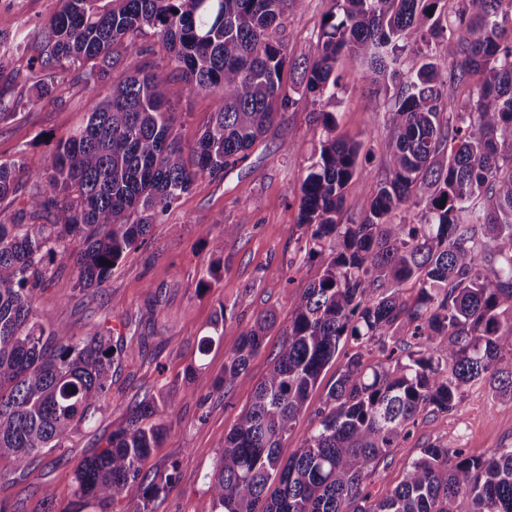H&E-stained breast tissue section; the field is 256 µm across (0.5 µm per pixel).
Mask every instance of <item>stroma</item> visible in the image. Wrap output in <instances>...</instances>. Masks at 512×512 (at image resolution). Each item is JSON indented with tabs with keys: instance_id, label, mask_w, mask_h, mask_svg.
<instances>
[{
	"instance_id": "obj_1",
	"label": "stroma",
	"mask_w": 512,
	"mask_h": 512,
	"mask_svg": "<svg viewBox=\"0 0 512 512\" xmlns=\"http://www.w3.org/2000/svg\"><path fill=\"white\" fill-rule=\"evenodd\" d=\"M59 5V0H0V55L12 58L11 66L0 72V101L16 113L0 122V162L12 161L23 151L34 166L48 164L57 142L84 119L87 95L77 72L53 88L51 102H36L30 61L15 49L20 41L37 39ZM333 6V0H296L279 31L291 59L313 60L321 22ZM336 73L341 87L335 100L301 96L244 162L225 170L223 177L198 178L153 225L146 242L125 257L101 292L82 290L70 263L52 264L46 288L36 301L38 312L74 336L94 324L111 328L112 342L122 354L112 366L108 402L91 424L80 426L62 448L39 456L24 472L0 460V501L7 503L9 512H72L77 464L105 448L112 433L124 426L128 405L168 391L186 393L187 398L164 412L168 432L143 469L175 467L176 483L150 507L152 512H211L205 475L222 454L225 435L249 407L254 384L263 379L279 352L282 328L305 288L322 273L319 259L309 258L303 249L307 231L295 199L308 155L323 135L318 113H335L339 133L361 141L368 157L371 179L349 184L340 223L356 218L377 182L388 175L379 152L389 135L388 103L370 93L367 67L361 61L340 56ZM169 88L178 114V136L185 147H193L213 103L184 90L178 79H171ZM291 141L302 144V152L288 151ZM218 219L238 231L225 236L224 251L217 257L203 230ZM215 260L220 263L218 279L203 287L201 279ZM268 310L276 313L278 326L251 359L247 383L215 391L213 382L224 373L226 354L237 346L245 327ZM220 312L225 315L224 332L207 355H200L199 341L211 334ZM359 349L354 340L341 342L283 441L281 458H289L310 435L316 411L348 355ZM192 367L199 373L190 380L186 373ZM448 443L483 458L494 449L511 448L512 399L487 383L475 382L453 411L421 418L412 436L365 479L370 500L390 495L423 448ZM48 491L55 496L50 503L44 499Z\"/></svg>"
}]
</instances>
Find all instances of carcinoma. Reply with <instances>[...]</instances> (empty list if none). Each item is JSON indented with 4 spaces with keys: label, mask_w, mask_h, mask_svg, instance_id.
<instances>
[{
    "label": "carcinoma",
    "mask_w": 512,
    "mask_h": 512,
    "mask_svg": "<svg viewBox=\"0 0 512 512\" xmlns=\"http://www.w3.org/2000/svg\"><path fill=\"white\" fill-rule=\"evenodd\" d=\"M292 2L61 0L45 25L32 57L38 99L78 69L87 111L49 165L33 170L23 152L0 163V198L25 177L39 182L27 206L0 222V460L21 468L62 447L108 397L112 337L97 325L72 336L35 308L49 263L64 259L80 287L104 288L197 177L219 178L248 157L297 103V84L336 98V62L347 53L368 63L392 102L380 145L389 177L363 215L338 223L345 189L369 175L359 166L362 143L337 133L335 113H319L324 135L296 199L310 231L307 253L324 268L283 329L251 406L224 436L207 474L212 512H512V448L480 458L432 445L389 496L368 506L363 488L420 416L452 411L471 383L487 379L512 396V0H457L446 29L429 14L444 0H333L317 57L302 68L272 36ZM149 34L169 74L213 102L188 151L166 78L158 64L139 61ZM439 38L437 56L430 46ZM409 51L423 63L402 79ZM122 63L132 70L102 92ZM450 83L470 89L468 105L448 95ZM411 205L419 215L408 223L401 213ZM215 225L222 234L211 237L209 226L203 233L221 252L237 228ZM410 281L412 299L404 293ZM275 324L267 312L246 327L216 388L245 381ZM212 327L202 355L224 328V312ZM344 338L361 350L284 464L281 441ZM175 404L168 394L127 407V425L77 465L74 512H108L123 493L130 512H151L176 467L151 475L143 464L166 433L159 415Z\"/></svg>",
    "instance_id": "carcinoma-1"
}]
</instances>
